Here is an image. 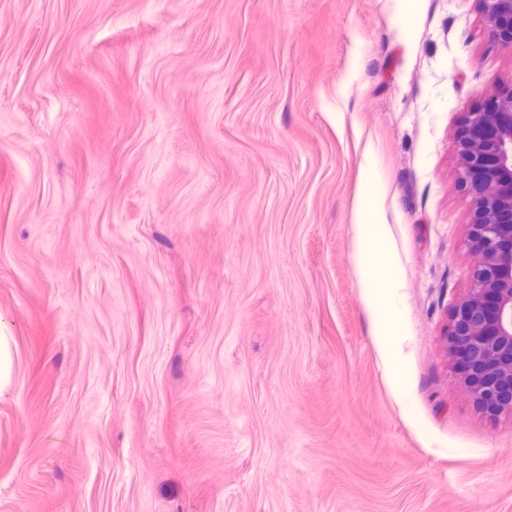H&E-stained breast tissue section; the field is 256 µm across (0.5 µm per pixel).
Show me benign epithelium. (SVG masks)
I'll return each instance as SVG.
<instances>
[{"instance_id":"benign-epithelium-1","label":"benign epithelium","mask_w":512,"mask_h":512,"mask_svg":"<svg viewBox=\"0 0 512 512\" xmlns=\"http://www.w3.org/2000/svg\"><path fill=\"white\" fill-rule=\"evenodd\" d=\"M482 3L492 36L512 49V0ZM494 99L467 113L458 143L459 179L474 204L468 247L479 261L446 336L463 388L492 416L512 415V87Z\"/></svg>"}]
</instances>
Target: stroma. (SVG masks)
Here are the masks:
<instances>
[{
  "label": "stroma",
  "mask_w": 512,
  "mask_h": 512,
  "mask_svg": "<svg viewBox=\"0 0 512 512\" xmlns=\"http://www.w3.org/2000/svg\"><path fill=\"white\" fill-rule=\"evenodd\" d=\"M511 85L479 0H0V512H512L446 342ZM381 195V186L374 181L368 180L366 193L358 201L355 215L356 224H364L362 226L365 227L369 226L366 224L383 223L380 217V209L378 207ZM369 256V235L363 232L358 242L355 267L357 278L364 288H374L372 281L376 279L375 266L369 261Z\"/></svg>",
  "instance_id": "35a3bbf8"
}]
</instances>
